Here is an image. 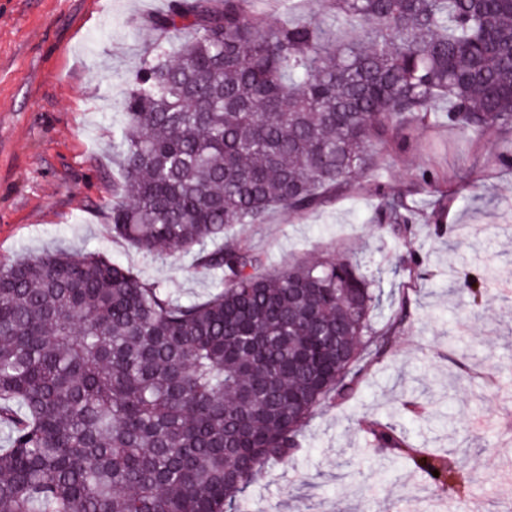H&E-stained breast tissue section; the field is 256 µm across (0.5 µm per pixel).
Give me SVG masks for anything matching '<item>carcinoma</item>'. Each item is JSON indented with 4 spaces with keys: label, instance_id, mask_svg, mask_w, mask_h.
Here are the masks:
<instances>
[{
    "label": "carcinoma",
    "instance_id": "carcinoma-1",
    "mask_svg": "<svg viewBox=\"0 0 512 512\" xmlns=\"http://www.w3.org/2000/svg\"><path fill=\"white\" fill-rule=\"evenodd\" d=\"M249 3L169 0L113 145L112 235L224 287L183 303L67 249L0 264V512H237L363 382L381 290L335 253L270 271L227 226L349 190L445 99L465 134L512 124V0H329L275 26ZM410 195L380 193L377 223L411 232ZM358 428L460 478L398 424Z\"/></svg>",
    "mask_w": 512,
    "mask_h": 512
}]
</instances>
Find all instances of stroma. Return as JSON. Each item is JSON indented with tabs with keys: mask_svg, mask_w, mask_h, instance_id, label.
<instances>
[{
	"mask_svg": "<svg viewBox=\"0 0 512 512\" xmlns=\"http://www.w3.org/2000/svg\"><path fill=\"white\" fill-rule=\"evenodd\" d=\"M168 0H0V263L46 251H99L202 301L220 287L191 257L151 260L112 235V144L121 104ZM405 149L316 210L271 211L227 237L278 269L335 252L354 257L383 292L373 316L387 340L358 393L310 418L293 460L264 465L239 512H512V126L480 136L448 123H410ZM418 220L401 238L375 224L379 193L422 177ZM488 281L470 306L466 274ZM402 323H395V316ZM474 387L452 392L457 350ZM403 425L416 447H463L464 494L374 449L356 422Z\"/></svg>",
	"mask_w": 512,
	"mask_h": 512,
	"instance_id": "35a3bbf8",
	"label": "stroma"
}]
</instances>
